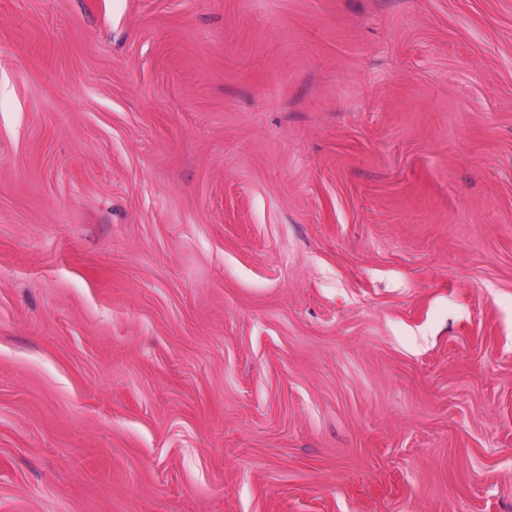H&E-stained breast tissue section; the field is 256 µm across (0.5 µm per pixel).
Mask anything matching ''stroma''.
I'll use <instances>...</instances> for the list:
<instances>
[{
	"mask_svg": "<svg viewBox=\"0 0 512 512\" xmlns=\"http://www.w3.org/2000/svg\"><path fill=\"white\" fill-rule=\"evenodd\" d=\"M0 512H512V0H0Z\"/></svg>",
	"mask_w": 512,
	"mask_h": 512,
	"instance_id": "35a3bbf8",
	"label": "stroma"
}]
</instances>
